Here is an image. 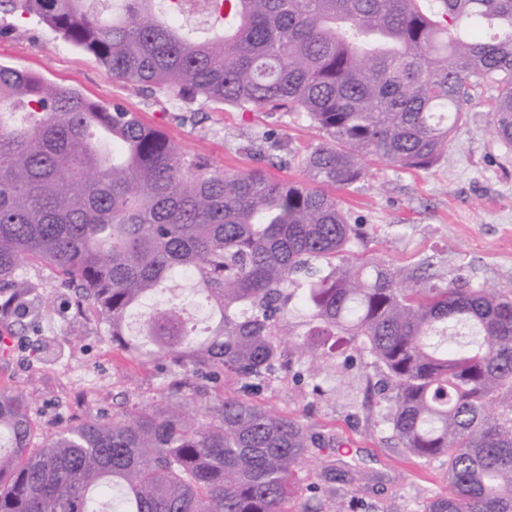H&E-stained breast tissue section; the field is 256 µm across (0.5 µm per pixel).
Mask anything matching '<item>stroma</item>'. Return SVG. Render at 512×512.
<instances>
[{"mask_svg": "<svg viewBox=\"0 0 512 512\" xmlns=\"http://www.w3.org/2000/svg\"><path fill=\"white\" fill-rule=\"evenodd\" d=\"M0 63L31 70L109 104L119 100L144 122L162 130L185 158L202 157L209 170L245 172L259 166L280 178L300 177L291 155L316 144L317 133L299 114H241L202 107L196 112L157 99L113 79L92 55L68 44L44 26L17 22L0 38ZM448 153L428 170L397 171L367 166L354 187L338 197L363 223L356 251L395 267L430 262L432 274L448 281L464 276L474 285L512 293V150L491 131L487 95L465 107ZM277 131L274 155L244 151L254 133ZM44 311L18 325L0 319V392L26 403L33 443L83 421L126 419L180 403L198 412L226 396L240 394L233 380L213 381L191 366L160 357L139 361L113 348L102 318L61 285L57 271L37 260L26 263ZM372 370L357 350L325 358L317 377L280 374L255 391L259 402L301 419L330 445L305 462L310 477L336 469L344 512H422L430 494L448 489L445 468L408 456L390 431L377 425L384 405L367 382Z\"/></svg>", "mask_w": 512, "mask_h": 512, "instance_id": "35a3bbf8", "label": "stroma"}]
</instances>
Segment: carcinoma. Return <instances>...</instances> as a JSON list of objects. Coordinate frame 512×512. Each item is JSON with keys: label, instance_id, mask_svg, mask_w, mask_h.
Masks as SVG:
<instances>
[{"label": "carcinoma", "instance_id": "cac0c4a2", "mask_svg": "<svg viewBox=\"0 0 512 512\" xmlns=\"http://www.w3.org/2000/svg\"><path fill=\"white\" fill-rule=\"evenodd\" d=\"M0 0L94 56L116 80L180 103L303 114L322 142L292 157L300 180L207 170L119 101L0 65V318L41 314L30 258L59 269L112 346L165 355L258 389L346 344L366 352L401 448L448 466L424 512H512V294L448 283L355 253L357 224L329 189L377 161L436 166L464 104L492 93L512 149V0ZM188 278L215 320L191 333ZM151 311L131 329L130 313ZM308 317L281 346L289 305ZM187 422L169 407L93 419L41 447L21 399L0 393V512H343L336 473L309 482L325 447L299 419L241 395Z\"/></svg>", "mask_w": 512, "mask_h": 512}]
</instances>
